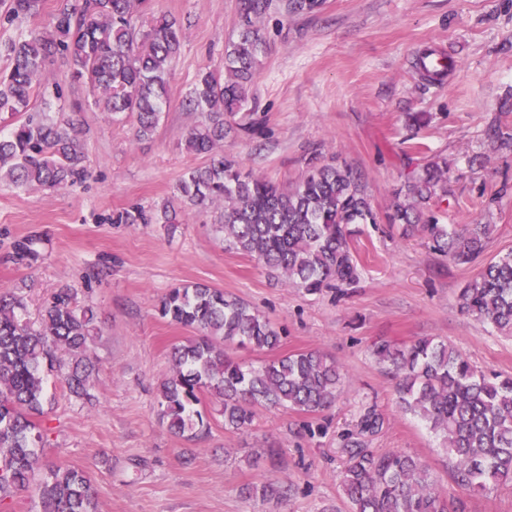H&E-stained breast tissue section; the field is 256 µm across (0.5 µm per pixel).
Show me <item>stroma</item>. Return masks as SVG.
Listing matches in <instances>:
<instances>
[{
    "instance_id": "stroma-1",
    "label": "stroma",
    "mask_w": 512,
    "mask_h": 512,
    "mask_svg": "<svg viewBox=\"0 0 512 512\" xmlns=\"http://www.w3.org/2000/svg\"><path fill=\"white\" fill-rule=\"evenodd\" d=\"M262 25L261 58L246 119L260 132L224 141V153L275 183L298 180L312 153L362 175L378 215L413 171L447 159L448 196L436 215L448 225L490 224L486 258L512 252V0H318L314 9ZM154 11L182 24L169 98L152 137L133 119H112L88 85L71 81L64 58L49 61L63 92L42 94L51 117L81 122L89 174L54 190L0 186V289L22 296L37 319L58 288L77 292L95 314L88 352L98 375L92 402L76 400L50 376V445L44 464L86 471L99 512H346L343 436L361 412L382 413L368 446L418 456L437 489L463 512H512V488L462 491L440 441L395 403L394 381L370 346L434 337L486 375L512 376V338L459 305L478 273L434 252L423 235L403 238L392 224H358L351 237L358 282L339 295H307L255 260L224 248L222 204L186 211L177 228L118 224L134 206L161 205L202 164L184 139L200 119L184 101L198 73L224 69L239 21L237 0H153ZM431 50L456 59L438 81L417 67ZM423 114L425 126L409 117ZM32 241L35 259L17 260ZM203 283L239 297L285 332L283 352L317 349L336 360L342 395L315 414L259 409L249 430L228 431L220 405L202 408L210 430L172 433L158 415L161 383L172 373L169 349L188 338L159 317L171 288ZM281 454L267 459L264 448ZM291 485L287 498H246L252 484Z\"/></svg>"
}]
</instances>
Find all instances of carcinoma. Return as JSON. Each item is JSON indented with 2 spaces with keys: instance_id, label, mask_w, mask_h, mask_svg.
Returning <instances> with one entry per match:
<instances>
[{
  "instance_id": "cac0c4a2",
  "label": "carcinoma",
  "mask_w": 512,
  "mask_h": 512,
  "mask_svg": "<svg viewBox=\"0 0 512 512\" xmlns=\"http://www.w3.org/2000/svg\"><path fill=\"white\" fill-rule=\"evenodd\" d=\"M238 2V31L224 55V74L200 73L185 100L202 115L185 146L205 158L203 165L183 177L174 199L157 209H127L113 223L175 225L185 210L204 211L220 201L225 249L250 257L308 294L339 293L360 274L349 226L376 223L360 175L314 154L298 181L277 184L224 154V139L232 132L258 131L235 117L250 102L267 49L259 22L272 8V0ZM42 5L43 0H10L0 19L31 17ZM180 35L178 21L155 13L151 0H62L51 28H31L12 41L11 67L0 74V122L9 127L0 136V186L55 189L86 175L80 124L31 106L36 88L47 80L51 57L66 59L70 78L87 83L95 103H104V111L113 115L132 116L137 137L146 138L157 129L168 100ZM447 195L448 164L433 161L407 182L386 223L400 225L407 239L421 233L434 251L454 262L481 260L491 225L457 230L438 223L433 203ZM460 301L466 313L512 337V253L482 263L462 288ZM23 310L15 292L0 289V495L31 491L40 512H97L91 478L68 466L45 467L38 453L48 443L47 376L61 369V355L69 356L63 375L69 394L92 398L96 365L87 347L95 335L94 313L77 308L70 288L47 300L36 323L25 320ZM158 312L198 332L172 345V374L160 388L161 416L175 434L208 430L198 410L206 394L221 403L224 429L241 431L252 425L260 407L312 414L335 403L342 391L344 375L336 361L318 350L278 353L280 329L221 289L173 288ZM232 346L268 358L246 365L228 355ZM372 353L395 380L397 405L443 438L461 490L479 492L490 483L512 482V377H487L433 337L404 345L379 340ZM383 425L376 409H365L356 434L344 445L341 486L347 512H457L418 457L368 448L366 438ZM289 492L265 483L244 488L248 498Z\"/></svg>"
}]
</instances>
